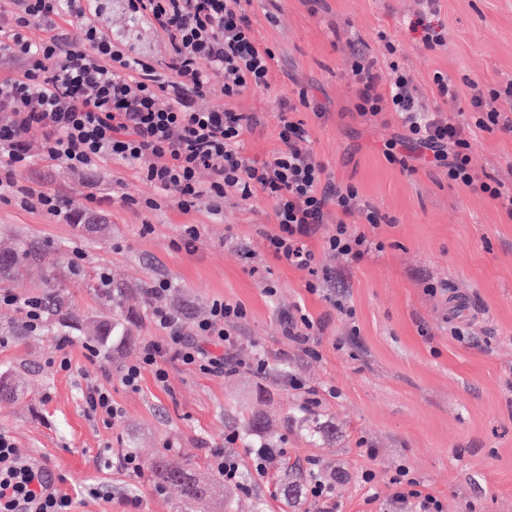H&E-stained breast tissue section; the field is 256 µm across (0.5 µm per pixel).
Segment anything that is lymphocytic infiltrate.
Wrapping results in <instances>:
<instances>
[{
  "mask_svg": "<svg viewBox=\"0 0 512 512\" xmlns=\"http://www.w3.org/2000/svg\"><path fill=\"white\" fill-rule=\"evenodd\" d=\"M17 9L0 25V58L20 61V73L0 79V202L19 201L59 216L63 199L48 191L20 185L19 170L40 158L74 171L97 167L106 160L133 166L138 179L156 191L152 197L124 196L128 205L158 209V194L174 196L183 211L207 206L219 211L226 196L243 201L264 195L273 203L276 231L266 234L265 246L289 265L313 268L306 251L308 238L321 236L326 249L356 262L367 253L368 229L382 222L377 211L360 206L358 192L342 187L326 173L310 147L304 121L294 119L299 108L323 117L322 106L306 91L282 101L279 146L257 160L243 152L244 133L257 125L253 112H240L231 102L245 93L268 87L274 52L256 38L242 0H126L128 14L146 20L169 46L163 65L134 56L105 33L89 0H15ZM78 21L76 35L54 31L56 18ZM50 27V34L32 42V24ZM351 78L361 116L395 114L404 131L402 141H387L390 163L408 168L398 143L443 169L451 186L476 189L512 218V187L480 172L472 159L469 126L427 109L419 103L412 77L398 63L380 67L359 46H352ZM224 75L223 102L199 108L198 98L209 91V74ZM211 180L201 184L200 171ZM342 218L326 227L328 208ZM67 213V212H66ZM360 215L363 225L347 224ZM168 280L148 289L151 318L164 332L163 342L142 344L137 360L121 371L126 386L138 387L144 375L157 385L168 383L167 362L219 376L225 355L237 345L236 324L245 308L214 301L195 325V337L185 335L180 318L168 306ZM206 336L210 347L198 344ZM388 500L413 505V512H443L440 499L413 476L409 467H396L387 482ZM74 500L47 479L43 464L19 456L14 443L0 436V512H73Z\"/></svg>",
  "mask_w": 512,
  "mask_h": 512,
  "instance_id": "obj_1",
  "label": "lymphocytic infiltrate"
}]
</instances>
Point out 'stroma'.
<instances>
[{
  "label": "stroma",
  "instance_id": "obj_1",
  "mask_svg": "<svg viewBox=\"0 0 512 512\" xmlns=\"http://www.w3.org/2000/svg\"><path fill=\"white\" fill-rule=\"evenodd\" d=\"M258 41L274 54L270 84L234 100L262 123L243 136L247 157L262 159L278 146L281 99L307 91L323 118L300 110L311 147L331 179L353 186L361 205L385 221L370 231L371 246L357 263L310 239L315 270L330 283L345 310L309 293L312 271L287 266L264 248L273 204L264 197H227L221 211L202 206L182 212L173 199L156 210L124 204L123 194L152 195L131 166L107 162L76 172L34 160L17 175L20 184L65 194L70 210L91 211L104 231L89 233L65 217L0 204V244L21 239L43 245L55 268L21 269L0 290L20 300L65 295L82 324L64 330L45 319L40 331L24 326L18 304L0 303V379L14 391L0 398V435L23 457L55 471L58 489L76 512H188L176 490L159 488L149 465L168 458L211 486L200 512H283L268 481L255 474L248 445L252 415L265 423L284 459L295 467L314 460L334 485L339 512H379L366 503L361 474L376 475L379 493L397 465L409 466L444 505V512H512V218L482 194L452 188L443 170L418 161L413 171L389 163L386 141L403 133L395 116L373 121L355 109L349 77V44L380 56L379 34L396 46L424 107L436 105L434 73L458 90L446 109L472 125L474 163L512 185V134L475 128L469 108L473 88L504 89L512 81V0H438L445 44L426 49L410 27L420 0H243ZM105 28L126 38L130 54L164 63L169 47L144 21L129 17L125 0H95ZM96 188L104 203H89ZM198 237L181 241L184 226ZM108 273L102 286L100 273ZM171 284L170 305L192 308L184 331L214 300L242 303L237 353L260 355L267 367L241 368L220 377L178 362L167 365L166 387L144 376L125 386L120 372L134 362L138 345L162 340L146 288ZM274 283L275 295L265 291ZM467 307L449 308L451 295ZM305 307L320 329L307 345L288 340L282 317ZM127 318L134 347L99 345L84 322ZM98 352L94 378L108 385L118 414L111 421L89 412L84 375L87 347ZM66 352L70 370L51 366ZM304 390L293 389L292 378ZM323 431L312 434L313 422ZM236 434L225 445L227 434ZM376 449L359 456L358 442ZM228 448L240 462V486L216 481L214 453ZM133 449L144 464L131 476L112 467V456ZM95 483L110 501L84 493Z\"/></svg>",
  "mask_w": 512,
  "mask_h": 512
}]
</instances>
